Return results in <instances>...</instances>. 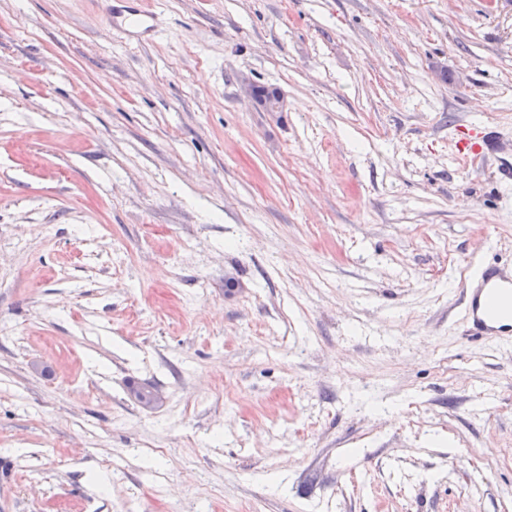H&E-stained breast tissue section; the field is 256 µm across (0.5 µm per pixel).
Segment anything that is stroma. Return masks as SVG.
Returning <instances> with one entry per match:
<instances>
[{"mask_svg": "<svg viewBox=\"0 0 512 512\" xmlns=\"http://www.w3.org/2000/svg\"><path fill=\"white\" fill-rule=\"evenodd\" d=\"M115 7L0 0V512H512V0ZM243 88L264 112H282L283 97L277 88H268L270 94H263L258 86L246 80L243 83ZM456 143L458 153L467 161L479 159L481 165L492 159L495 173L505 182H512V131L498 124H479L460 130ZM462 336L512 345V266L482 263L463 287Z\"/></svg>", "mask_w": 512, "mask_h": 512, "instance_id": "stroma-1", "label": "stroma"}]
</instances>
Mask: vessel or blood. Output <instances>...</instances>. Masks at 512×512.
Returning <instances> with one entry per match:
<instances>
[{
  "mask_svg": "<svg viewBox=\"0 0 512 512\" xmlns=\"http://www.w3.org/2000/svg\"><path fill=\"white\" fill-rule=\"evenodd\" d=\"M466 160H492L498 178L512 182V131L498 124L465 127L456 143ZM462 335L469 341L512 345V266L483 263L463 287Z\"/></svg>",
  "mask_w": 512,
  "mask_h": 512,
  "instance_id": "1",
  "label": "vessel or blood"
}]
</instances>
